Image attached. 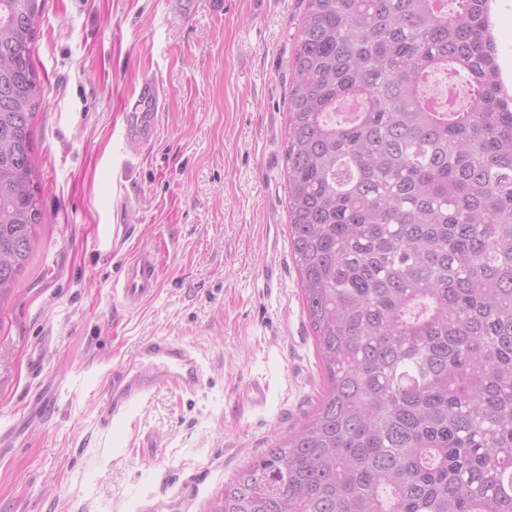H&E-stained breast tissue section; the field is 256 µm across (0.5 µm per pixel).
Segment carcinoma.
I'll use <instances>...</instances> for the list:
<instances>
[{
    "mask_svg": "<svg viewBox=\"0 0 512 512\" xmlns=\"http://www.w3.org/2000/svg\"><path fill=\"white\" fill-rule=\"evenodd\" d=\"M44 4L0 0V309L43 222ZM489 10L307 0L288 231L325 387L210 512H512V94ZM439 71L467 76L462 103L427 95Z\"/></svg>",
    "mask_w": 512,
    "mask_h": 512,
    "instance_id": "carcinoma-1",
    "label": "carcinoma"
}]
</instances>
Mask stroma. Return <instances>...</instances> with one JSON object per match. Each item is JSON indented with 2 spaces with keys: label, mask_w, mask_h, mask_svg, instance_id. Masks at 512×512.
<instances>
[{
  "label": "stroma",
  "mask_w": 512,
  "mask_h": 512,
  "mask_svg": "<svg viewBox=\"0 0 512 512\" xmlns=\"http://www.w3.org/2000/svg\"><path fill=\"white\" fill-rule=\"evenodd\" d=\"M306 0H47L34 61L39 240L0 312V512H208L296 431L325 383L288 236L290 62ZM512 89V0H492ZM155 77L156 141L125 139ZM127 241L105 236L116 221ZM282 278L260 276L267 225ZM161 281L141 307L112 284L135 250ZM145 336L194 346V394L161 390L103 426L102 392ZM41 373L32 376V363ZM268 386L266 404L237 394Z\"/></svg>",
  "instance_id": "obj_1"
}]
</instances>
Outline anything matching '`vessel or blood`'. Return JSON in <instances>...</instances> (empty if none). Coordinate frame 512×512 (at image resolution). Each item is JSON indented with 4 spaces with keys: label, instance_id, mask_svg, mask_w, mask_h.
Here are the masks:
<instances>
[{
    "label": "vessel or blood",
    "instance_id": "vessel-or-blood-1",
    "mask_svg": "<svg viewBox=\"0 0 512 512\" xmlns=\"http://www.w3.org/2000/svg\"><path fill=\"white\" fill-rule=\"evenodd\" d=\"M135 104L127 112L125 124L129 141L149 142L160 128V86L151 77L142 78L135 88ZM280 258L277 243H270L264 257L261 277L265 287L280 283ZM159 266L154 255L139 251L126 260L113 292L128 309L153 297L159 285ZM204 368L196 350L166 336L142 338L128 358L117 368L105 387L101 406L104 423L122 419L145 396L164 387L186 394L203 385Z\"/></svg>",
    "mask_w": 512,
    "mask_h": 512
}]
</instances>
